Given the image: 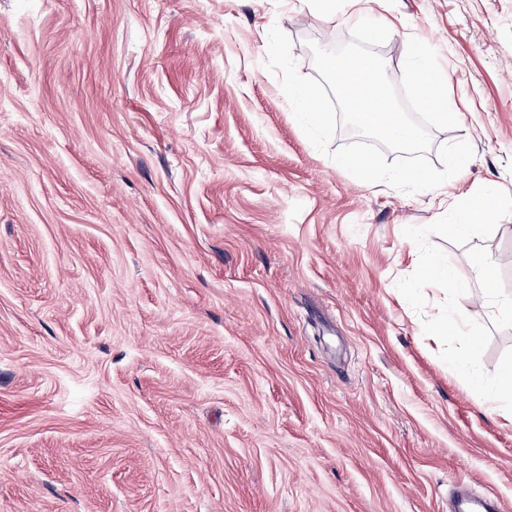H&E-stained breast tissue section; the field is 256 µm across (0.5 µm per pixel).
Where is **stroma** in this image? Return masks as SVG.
Instances as JSON below:
<instances>
[{"label":"stroma","instance_id":"stroma-1","mask_svg":"<svg viewBox=\"0 0 512 512\" xmlns=\"http://www.w3.org/2000/svg\"><path fill=\"white\" fill-rule=\"evenodd\" d=\"M386 25L432 47L473 157L436 192L319 152L265 66ZM512 193V0H0V512H512V413L477 396L397 288L403 230ZM479 305L512 299V214L430 236ZM493 265L494 262L490 256L484 255L480 258V268L484 279L480 305L483 309L491 310L497 318L512 320V301L501 300L496 288L493 287Z\"/></svg>","mask_w":512,"mask_h":512}]
</instances>
